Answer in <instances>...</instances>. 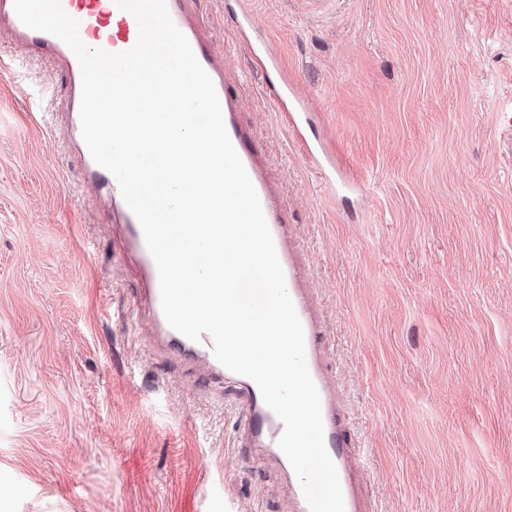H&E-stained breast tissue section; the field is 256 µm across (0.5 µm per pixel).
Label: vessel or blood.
<instances>
[{"instance_id": "obj_1", "label": "vessel or blood", "mask_w": 512, "mask_h": 512, "mask_svg": "<svg viewBox=\"0 0 512 512\" xmlns=\"http://www.w3.org/2000/svg\"><path fill=\"white\" fill-rule=\"evenodd\" d=\"M61 5L70 16L78 20L79 36L88 47L118 53L134 46L138 37L137 21L131 13L119 9L114 0H61ZM166 5L174 24L185 35L199 63L214 83L228 135L258 194L285 280L290 284L288 294L303 326L306 363L320 396L325 445L337 469L346 512H353L355 495L351 476L363 458L343 425L336 388L325 366L326 337L313 316L308 294L294 285L301 270L291 246V228L282 217L278 192L260 162L256 137L237 118L239 101L231 91V81L222 60L214 55L198 29L189 24L192 0H166ZM230 10L234 16L238 39L247 41L254 25L253 14L244 0H232ZM13 27L27 38L36 52L51 56L58 62L59 72L67 84L80 86L78 60L64 42L51 34L30 29L18 20L14 21ZM249 52L263 72L278 73V82L269 86L266 95L275 112L281 116L297 142L301 143L303 151L311 160H318L325 152L324 147L307 143L304 135L311 110L309 101L296 94L291 79L283 72L279 55L269 44L263 41L250 43ZM86 165L90 175L112 197V209L118 213L124 226L125 246L140 263L154 319L168 337L170 350L177 354L200 355L208 366H217L210 336H202L200 341L195 342L168 324L161 307L157 265L146 246L138 220L126 205L115 177L94 160H87ZM233 381L235 386L231 390L229 405L238 415L233 447L243 453L259 444L274 456H281L278 441L284 432L282 421L266 406L258 386L251 379L237 374Z\"/></svg>"}]
</instances>
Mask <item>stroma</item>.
Returning <instances> with one entry per match:
<instances>
[{
	"label": "stroma",
	"mask_w": 512,
	"mask_h": 512,
	"mask_svg": "<svg viewBox=\"0 0 512 512\" xmlns=\"http://www.w3.org/2000/svg\"><path fill=\"white\" fill-rule=\"evenodd\" d=\"M224 2L193 14L281 191L365 512H512V0H249L332 183ZM67 93L0 23V512H291L224 384L144 325ZM226 3V9L230 7L234 16L237 38L240 42L249 41L248 35L254 25V16L246 7L243 0H232ZM249 52L255 64L269 77V72H275L279 81L268 87L266 95L275 112L294 134L295 139L301 145L303 151L315 163L320 165L319 157L324 155L333 165V160L320 144H310L305 139V126L311 105L308 100L298 96L288 75L284 72L279 55L264 41L252 43L249 41Z\"/></svg>",
	"instance_id": "1"
}]
</instances>
